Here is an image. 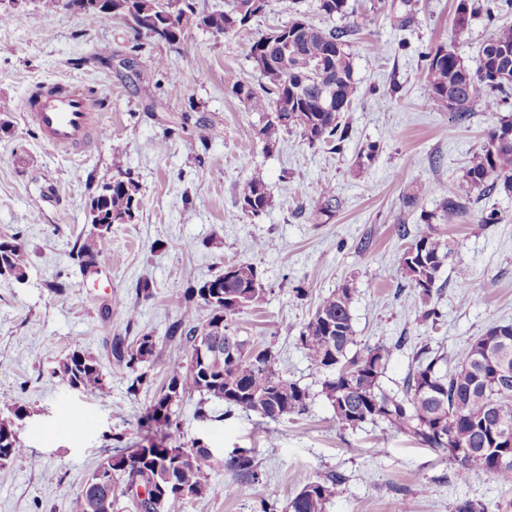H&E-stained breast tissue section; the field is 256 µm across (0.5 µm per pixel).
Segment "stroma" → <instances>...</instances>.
Instances as JSON below:
<instances>
[{"mask_svg":"<svg viewBox=\"0 0 512 512\" xmlns=\"http://www.w3.org/2000/svg\"><path fill=\"white\" fill-rule=\"evenodd\" d=\"M458 2L348 0L368 21L352 40L357 92L342 115L350 136L336 151L294 133L265 149L255 134L258 113L227 82L232 75L256 83L250 45L288 21L280 0H269L234 35L187 27L186 56L135 35L122 20L48 13L38 0H20L19 19L0 24V237H16L29 262L23 282L0 278V418L8 406L23 408L14 431L27 455L0 468V512H71L115 437L127 446L140 441L138 416L170 361L185 354L165 335L180 314L183 289L241 260L258 265L265 295L236 315L233 327L251 345L270 348L280 375L308 388L311 402L305 414L266 422L221 401L184 398L176 408L182 441H200L217 459L250 451L260 480L244 483L212 467L209 479L223 494L183 501L175 512H260L264 502L280 508L303 475H341L325 512H453L459 499L501 497L490 475L459 482L445 453L385 424L338 423L320 393V374L296 343L319 300L350 281L356 345L390 347L380 386L393 395L402 392L419 350L452 360L491 325L512 323V195L482 193L463 220L442 225L453 253L440 271L436 322L418 319L423 305L399 272L402 251L426 229L425 215L438 212L489 130L512 114L511 99L500 111L460 121L425 95L424 52L442 46L477 62L486 18L475 15L456 33ZM174 73L183 83L178 94L169 88ZM52 80L104 102L107 134L82 154L57 150L24 118L31 86ZM371 144L374 158L359 163ZM116 151L140 184L142 205L135 223L113 225L97 275L86 277L71 250L90 229L89 203L111 181ZM257 168L272 205L248 218L237 199ZM327 182L339 201L329 217L317 212ZM489 211L500 222L478 223ZM460 266L477 289L457 287ZM143 280L154 295L139 302L135 287ZM299 287L305 296H296ZM133 302L139 318L131 328L125 311ZM142 329L154 332L157 356L149 390L133 396L107 344ZM77 347L99 358L107 395L51 377Z\"/></svg>","mask_w":512,"mask_h":512,"instance_id":"1","label":"stroma"}]
</instances>
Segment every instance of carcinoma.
Here are the masks:
<instances>
[{"label": "carcinoma", "instance_id": "carcinoma-1", "mask_svg": "<svg viewBox=\"0 0 512 512\" xmlns=\"http://www.w3.org/2000/svg\"><path fill=\"white\" fill-rule=\"evenodd\" d=\"M298 0H283L291 18L275 31L288 39V53L295 52L324 63L322 82L306 83L285 64L281 48L269 45L270 33L257 38L250 57L259 72V87L245 81L232 82V92L246 107L261 114L256 135L270 150L283 134L295 131L311 146L335 144L349 138V126L341 114L349 111L357 87L354 79L351 39L360 29L357 22L341 27L320 28L300 19ZM267 7V0H233L227 11L200 15L194 0H112V15L128 21L137 34H145L178 52L190 50L184 28L194 23L229 36L247 27ZM318 12L331 19L347 17V0H316ZM489 31L479 48L478 65L470 67L453 51L438 47L426 55L429 101L444 112L466 119L473 112H497L503 98L512 94V27L496 22L493 8L486 6ZM474 11L468 0H459L453 19L458 31L468 28ZM335 87L336 111L322 108L325 86ZM289 105L288 120L275 116L281 103ZM113 186L103 185L94 196L105 220H91L92 229L79 238L73 251L78 267L103 251L114 224H129L140 206L139 183L123 171L122 155L114 152ZM112 194H106L107 188ZM501 190L512 194V118L502 119L488 132V144L475 153L464 174L443 195L440 220L454 224L466 214V202L481 192ZM248 217L264 214L272 205L263 171L250 175L238 201ZM339 207L333 187L326 183L319 192V213L330 215ZM452 249L448 240L430 228L404 250L399 271L425 306L422 317L438 318L433 303L434 289ZM28 255L14 239L0 238V278L18 283L25 280ZM136 301L126 309L128 325L137 323L138 300L153 295L144 281L135 288ZM265 294L256 263L246 260L224 266L210 280L187 285L182 293L180 316L168 329L170 340L185 347V357L168 366L166 382L156 391L139 423L163 430L161 439L131 454L106 452L72 504V512H171L175 504L203 495H221L224 487L209 482L205 467L212 459L203 446H186L178 432L173 406L184 397L198 394L215 398L229 407L252 412L267 421L308 410L310 393L275 369V356L268 349L254 351L236 336L234 317L259 303ZM353 289L345 283L320 299L314 313L303 324L297 343L314 370L322 375L321 394L331 405L336 420L344 426L384 423L407 434L419 444L448 453V463L457 480L465 481L484 472L504 489L512 490V443L502 441L498 429L512 431V376L500 375V363L512 370V324L490 327L471 339L462 352L448 362V370L437 368L440 359L421 362L405 379L402 395L380 389L379 380L387 366L390 349L365 346L349 354L356 344L351 306ZM235 337L237 360L213 356L202 363L198 349L204 343L227 351L226 337ZM155 336L140 331L134 343L115 336L110 344L114 364L130 376L128 393L136 396L149 384L145 364L156 355ZM53 374L72 388L102 394L107 383L98 357L77 348L57 363ZM464 452L459 460L448 448L446 434ZM12 422L0 419V467L24 456ZM238 480L259 481L257 464L246 452L223 462ZM299 491L285 512H325V505L339 485L337 477L324 481L300 479Z\"/></svg>", "mask_w": 512, "mask_h": 512}]
</instances>
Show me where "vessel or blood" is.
Wrapping results in <instances>:
<instances>
[{
    "label": "vessel or blood",
    "mask_w": 512,
    "mask_h": 512,
    "mask_svg": "<svg viewBox=\"0 0 512 512\" xmlns=\"http://www.w3.org/2000/svg\"><path fill=\"white\" fill-rule=\"evenodd\" d=\"M99 98L75 90L64 82H41L24 103L25 118L54 148L79 153L87 147Z\"/></svg>",
    "instance_id": "1"
}]
</instances>
